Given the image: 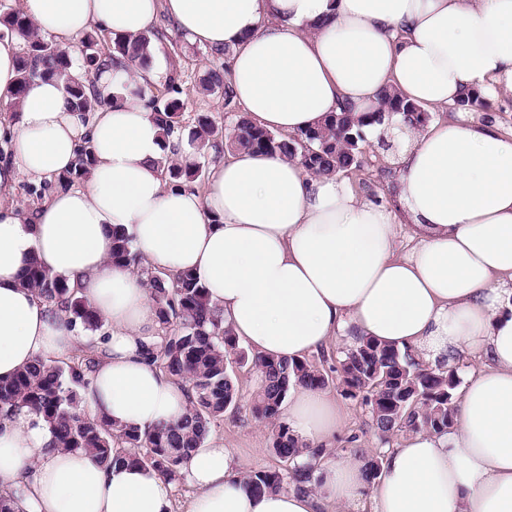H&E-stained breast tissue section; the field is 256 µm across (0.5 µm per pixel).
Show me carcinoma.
I'll list each match as a JSON object with an SVG mask.
<instances>
[{
    "label": "carcinoma",
    "instance_id": "obj_1",
    "mask_svg": "<svg viewBox=\"0 0 512 512\" xmlns=\"http://www.w3.org/2000/svg\"><path fill=\"white\" fill-rule=\"evenodd\" d=\"M0 24L23 41L17 63V94H23L37 79L63 78L70 107L87 113L105 104L93 89L95 73L114 63L147 67L152 62L154 41L172 37L160 30L130 38L110 36L99 29L88 32L78 45L85 73L82 82L70 76L74 68L71 52L41 36L19 11L9 7L1 10ZM172 38L177 42L183 35L177 32ZM201 88L206 93H221L226 108L234 103L226 69L209 70ZM166 92L169 97L163 101L148 94L147 106L155 112L164 135L170 137L183 120L178 75H170ZM454 109L478 112L489 106L477 91L457 102ZM399 112L411 121L428 120L423 107L392 90L383 91L379 108L372 112L345 109L331 114L321 127L289 136L258 127L246 112L235 113L229 129L201 116L198 129L190 135V143L196 148L194 160L188 164L165 160L164 177L172 185L196 183L212 147L223 152L243 150L298 157L315 174H346L363 166L366 139L362 128L383 126L389 114ZM93 162L90 147L80 146L74 167L58 176L55 186L66 189L83 180ZM112 261L129 266L139 263L129 238L117 229L112 231ZM140 272L146 278L160 324L158 339L147 348V355L162 373L188 386L190 406L185 416L176 424L163 423L142 433L136 428L116 427L82 408L80 389L98 359L93 341L78 354L49 363L38 360L13 378L0 380V414L7 416L26 407L49 425L56 447L89 452L107 467L125 463L150 467L173 481L181 477V462L207 440L211 425L238 407L235 369L249 365L259 379L249 410L255 419L271 424L272 450L280 466L253 472L245 476V483L258 494L306 489L328 449L297 445L281 421V410L291 389H322L328 383L326 375L306 359H267L244 350L210 305L205 288L190 273H170L148 266L140 267ZM24 280L42 303L64 312L70 322L91 331L102 328V319L75 289L36 260L27 263ZM338 364L336 388L345 397L359 399L369 407L381 440L403 429L446 433L454 424L460 384L455 367L433 369L406 351L370 339L347 348Z\"/></svg>",
    "mask_w": 512,
    "mask_h": 512
}]
</instances>
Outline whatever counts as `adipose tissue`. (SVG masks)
Returning <instances> with one entry per match:
<instances>
[{"label": "adipose tissue", "mask_w": 512, "mask_h": 512, "mask_svg": "<svg viewBox=\"0 0 512 512\" xmlns=\"http://www.w3.org/2000/svg\"><path fill=\"white\" fill-rule=\"evenodd\" d=\"M19 10L65 48L96 28L136 36L166 16L204 47L232 48L236 100L281 134L346 105L372 111L385 89L429 109L477 90L512 94V0H19ZM21 44L0 37V380L81 341L22 285L33 257L109 327L82 392L88 410L143 432L185 415L186 387L142 355L159 323L143 277L112 260L120 226L147 264L190 271L256 354L301 359L342 335L433 368L465 352L478 360L450 431L409 433L373 484L355 454L322 460L311 491L256 494L235 450L213 437L181 465L194 489L184 512H512V130L463 111L408 129L390 197L248 151L216 158L203 188L176 187L160 162L189 161L194 149L164 137L140 96L157 65L102 70L95 87L106 104L89 115L67 105L55 78L17 94ZM85 142L94 164L79 186L29 210L9 205L20 178L52 180ZM399 224L415 228L401 259ZM285 417L314 447H330L342 428L321 389L295 388ZM21 486L18 512H174L156 471L57 449L25 408L0 418V492Z\"/></svg>", "instance_id": "1"}]
</instances>
